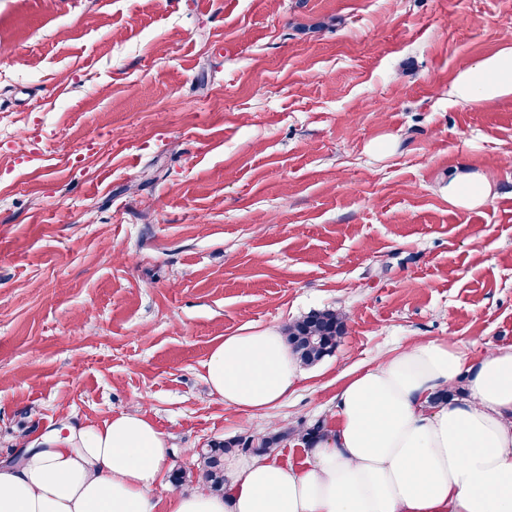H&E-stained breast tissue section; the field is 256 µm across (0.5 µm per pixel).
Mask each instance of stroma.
<instances>
[{
	"label": "stroma",
	"mask_w": 512,
	"mask_h": 512,
	"mask_svg": "<svg viewBox=\"0 0 512 512\" xmlns=\"http://www.w3.org/2000/svg\"><path fill=\"white\" fill-rule=\"evenodd\" d=\"M509 47L512 0H0V460L136 409L166 512L195 449L333 427L411 337L511 348L512 96L450 94ZM328 308L277 407L211 392L224 337ZM490 192L491 185L476 172H461L455 180L448 183V200L459 207H478Z\"/></svg>",
	"instance_id": "stroma-1"
}]
</instances>
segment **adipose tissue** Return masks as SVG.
Wrapping results in <instances>:
<instances>
[{
    "mask_svg": "<svg viewBox=\"0 0 512 512\" xmlns=\"http://www.w3.org/2000/svg\"><path fill=\"white\" fill-rule=\"evenodd\" d=\"M465 103L512 94V49L460 72ZM487 180L463 172L452 204L475 208ZM303 369L272 328L216 344L206 382L225 405L263 411L280 403ZM465 379L468 395L432 397ZM169 448L139 411L81 427L52 447L0 461V512H154ZM295 467L275 453L227 457L223 494H171L168 512H512V347L464 358L444 341L414 338L352 377L336 396V425Z\"/></svg>",
    "mask_w": 512,
    "mask_h": 512,
    "instance_id": "adipose-tissue-1",
    "label": "adipose tissue"
}]
</instances>
